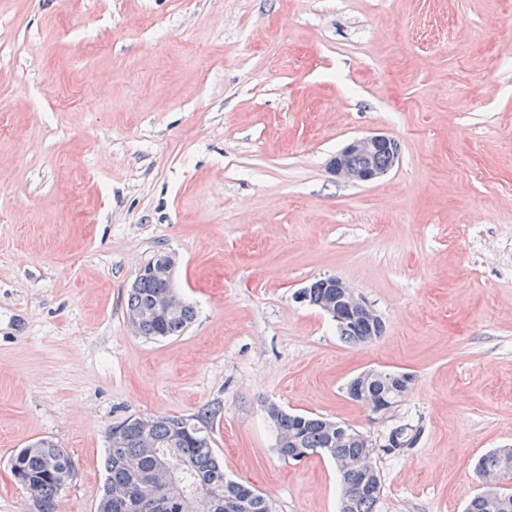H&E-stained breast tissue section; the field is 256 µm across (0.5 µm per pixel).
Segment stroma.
Segmentation results:
<instances>
[{"label":"stroma","mask_w":512,"mask_h":512,"mask_svg":"<svg viewBox=\"0 0 512 512\" xmlns=\"http://www.w3.org/2000/svg\"><path fill=\"white\" fill-rule=\"evenodd\" d=\"M374 132L399 164L337 179ZM160 252L195 317L148 339L126 293ZM328 275L380 339L295 300ZM375 369L412 377L381 415L346 394ZM269 402L378 442L374 512H465L512 448V0H0V512H35L9 462L36 439L76 461L58 512H95L112 424L205 408L272 512H339ZM385 158L384 165L376 160ZM400 159L396 140L377 133L351 140L332 159L331 170L336 178L351 183H368L392 170ZM478 469L483 476L488 472L502 474L503 478L512 476V448L487 453L480 459Z\"/></svg>","instance_id":"stroma-1"}]
</instances>
